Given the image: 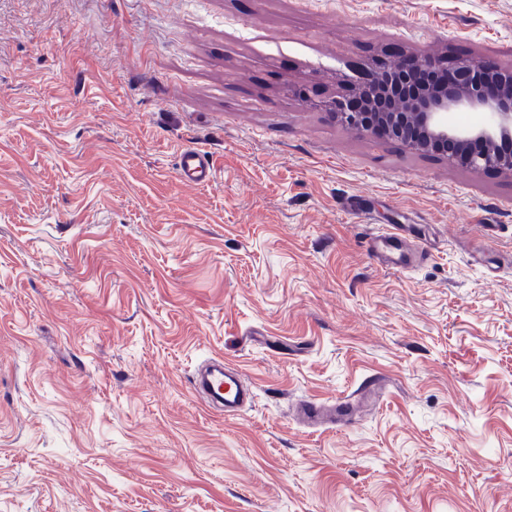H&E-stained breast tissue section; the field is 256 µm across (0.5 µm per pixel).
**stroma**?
Here are the masks:
<instances>
[{
	"mask_svg": "<svg viewBox=\"0 0 512 512\" xmlns=\"http://www.w3.org/2000/svg\"><path fill=\"white\" fill-rule=\"evenodd\" d=\"M403 53L510 66L512 0H0V512H512V177L325 108ZM179 174L185 182L205 186L215 175L214 163L206 151L184 148L179 154ZM399 251L396 255L393 250ZM368 250L372 257L379 263L389 268L406 269L414 258L416 252L430 251V243L426 237L412 235L408 229L395 228L394 231H383L372 235L368 242ZM193 392L204 406L224 412L226 416L239 415L255 396L252 388L245 384L238 370L224 363L223 357L209 358L191 376ZM377 384L378 380H369L337 401L305 399L297 406V414L304 424L315 428L348 424L354 411L362 404L363 397L372 393Z\"/></svg>",
	"mask_w": 512,
	"mask_h": 512,
	"instance_id": "stroma-1",
	"label": "stroma"
}]
</instances>
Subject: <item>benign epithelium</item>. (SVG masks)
<instances>
[{"label": "benign epithelium", "mask_w": 512, "mask_h": 512, "mask_svg": "<svg viewBox=\"0 0 512 512\" xmlns=\"http://www.w3.org/2000/svg\"><path fill=\"white\" fill-rule=\"evenodd\" d=\"M444 70L448 83L418 88L415 71ZM354 94L327 102L348 129L380 141L397 142L416 153H436L453 167L512 175V67L478 58L417 55L411 65L387 69L385 79L367 72L353 81ZM483 114L480 124L461 127L452 112Z\"/></svg>", "instance_id": "7a95c632"}]
</instances>
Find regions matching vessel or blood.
Here are the masks:
<instances>
[{
  "label": "vessel or blood",
  "mask_w": 512,
  "mask_h": 512,
  "mask_svg": "<svg viewBox=\"0 0 512 512\" xmlns=\"http://www.w3.org/2000/svg\"><path fill=\"white\" fill-rule=\"evenodd\" d=\"M179 174L186 182L205 186L215 175L214 163L206 151L188 147L179 154ZM429 249L427 238L413 235L405 228L378 233L371 236L368 242L372 257L389 268H407L408 258ZM191 385L206 408L228 416L237 415L255 396L254 390L245 384L240 372L225 363L220 356L209 358L197 368L191 376ZM374 387V381L370 380L337 401L305 399L299 403L297 414L304 424L315 428L348 424L363 397L370 394Z\"/></svg>",
  "instance_id": "obj_1"
}]
</instances>
